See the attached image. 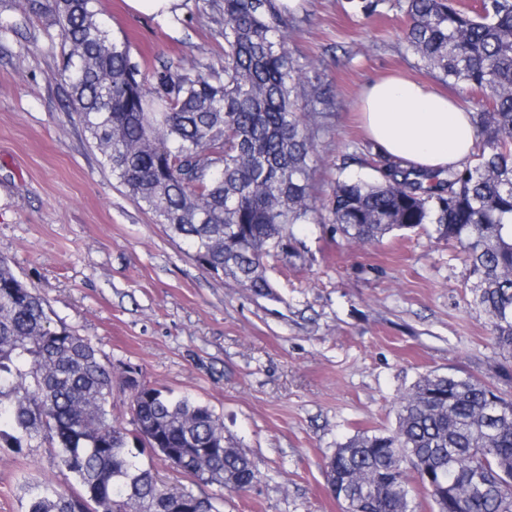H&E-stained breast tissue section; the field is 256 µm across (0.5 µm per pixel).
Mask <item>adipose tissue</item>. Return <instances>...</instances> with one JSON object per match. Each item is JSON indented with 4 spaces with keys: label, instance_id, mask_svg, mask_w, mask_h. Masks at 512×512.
Returning <instances> with one entry per match:
<instances>
[{
    "label": "adipose tissue",
    "instance_id": "obj_1",
    "mask_svg": "<svg viewBox=\"0 0 512 512\" xmlns=\"http://www.w3.org/2000/svg\"><path fill=\"white\" fill-rule=\"evenodd\" d=\"M367 137L405 168L441 170L466 162L477 130L470 111L432 84L382 78L358 102Z\"/></svg>",
    "mask_w": 512,
    "mask_h": 512
}]
</instances>
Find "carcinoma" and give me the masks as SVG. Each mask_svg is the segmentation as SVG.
<instances>
[{"label":"carcinoma","mask_w":512,"mask_h":512,"mask_svg":"<svg viewBox=\"0 0 512 512\" xmlns=\"http://www.w3.org/2000/svg\"><path fill=\"white\" fill-rule=\"evenodd\" d=\"M224 62L191 75L160 63L142 77L126 43L99 19L96 0H31L48 10L65 52L69 108L103 164L129 194L184 241L208 271L258 296L273 294L264 260L291 227L317 218L310 204L319 156L314 118L328 91L288 44L275 0H222ZM408 20L406 51L444 82L479 96V139L462 166L403 168L378 156V176L339 178L324 206L331 230L379 242L395 229L434 226L457 243L474 278V303L500 347L512 350V0H395ZM136 439L177 470L242 490L250 460L226 443L207 405L127 377ZM45 440L81 486L25 481L26 512H219L209 497L159 484L132 460L112 424V373L85 337L51 317L48 302L0 259V442L18 454ZM437 479L428 482L425 475ZM328 483L341 512H512V396L478 377L429 374L398 399L391 434L363 432L336 448Z\"/></svg>","instance_id":"1"}]
</instances>
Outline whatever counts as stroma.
Masks as SVG:
<instances>
[{
	"label": "stroma",
	"instance_id": "1",
	"mask_svg": "<svg viewBox=\"0 0 512 512\" xmlns=\"http://www.w3.org/2000/svg\"><path fill=\"white\" fill-rule=\"evenodd\" d=\"M114 38L142 70L170 61L221 66L224 18L211 0L178 14L131 15L98 0ZM406 19L366 17L359 0H302L290 50L330 86L319 120L313 202L337 176H371L375 148L355 102L380 76L436 82L403 43ZM62 45L48 14L0 0V258L87 337L112 372V420L132 432L128 376L208 405L258 471L246 491L206 485L129 442L165 485L218 498L221 512H340L326 463L355 435L397 426V400L427 374H471L512 388V359L474 306L455 243L395 230L376 243L300 224L267 264L274 298L196 262L103 165L59 77ZM49 446L0 447V512H25L24 476L77 491Z\"/></svg>",
	"mask_w": 512,
	"mask_h": 512
}]
</instances>
